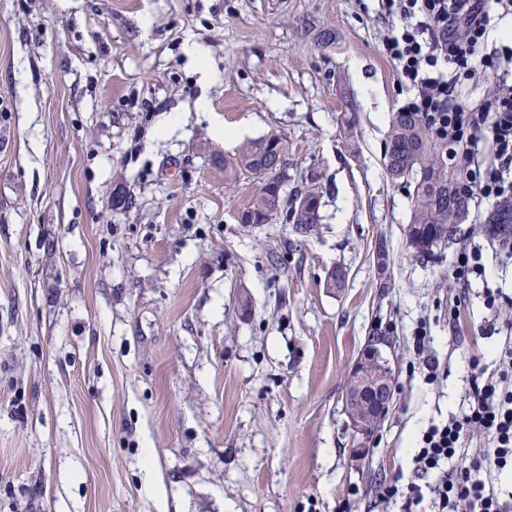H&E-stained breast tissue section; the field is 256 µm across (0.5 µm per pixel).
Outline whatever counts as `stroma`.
<instances>
[{
	"mask_svg": "<svg viewBox=\"0 0 512 512\" xmlns=\"http://www.w3.org/2000/svg\"><path fill=\"white\" fill-rule=\"evenodd\" d=\"M392 25L379 0H0V512H405L385 486L426 484L421 433L512 347V261L476 220L409 249ZM270 134L285 199L318 177L307 236L241 224L261 183L211 160ZM470 245L486 277L452 329ZM378 324L396 390L361 456L342 393Z\"/></svg>",
	"mask_w": 512,
	"mask_h": 512,
	"instance_id": "1",
	"label": "stroma"
}]
</instances>
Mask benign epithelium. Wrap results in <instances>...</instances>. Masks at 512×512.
Returning <instances> with one entry per match:
<instances>
[{
  "label": "benign epithelium",
  "mask_w": 512,
  "mask_h": 512,
  "mask_svg": "<svg viewBox=\"0 0 512 512\" xmlns=\"http://www.w3.org/2000/svg\"><path fill=\"white\" fill-rule=\"evenodd\" d=\"M375 337L372 347L362 351L350 371L344 394V406L355 432L369 437L383 423L392 399L395 372L385 347Z\"/></svg>",
  "instance_id": "1"
}]
</instances>
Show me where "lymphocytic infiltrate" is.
<instances>
[{
    "label": "lymphocytic infiltrate",
    "mask_w": 512,
    "mask_h": 512,
    "mask_svg": "<svg viewBox=\"0 0 512 512\" xmlns=\"http://www.w3.org/2000/svg\"><path fill=\"white\" fill-rule=\"evenodd\" d=\"M400 19L383 43L402 87L412 95L406 112L421 113L429 135L448 144L465 176L475 207L512 199V93L478 100L462 96L465 82L512 75V44L489 45V34L512 17V0H381ZM497 380L476 375L469 410L429 427L414 457L421 473L441 472L433 486L434 512H502L493 488L476 479L481 469L512 467V351ZM482 430L489 446L468 465L445 474L471 429Z\"/></svg>",
    "instance_id": "f902f5d3"
}]
</instances>
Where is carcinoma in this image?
Segmentation results:
<instances>
[{"instance_id": "cac0c4a2", "label": "carcinoma", "mask_w": 512, "mask_h": 512, "mask_svg": "<svg viewBox=\"0 0 512 512\" xmlns=\"http://www.w3.org/2000/svg\"><path fill=\"white\" fill-rule=\"evenodd\" d=\"M287 148L284 140L271 134L249 142L233 157H222L224 181L242 177L257 178L261 193L243 212L244 224H270L278 217L293 224L294 232L306 235L317 224L318 210L299 209L297 199L285 200L280 187L285 180ZM448 147L427 133L417 112L393 114L386 143V168L392 180L413 187L411 224L406 236L417 257H431L435 250L455 238L459 225L469 218V196L463 189L458 170L447 162ZM281 162L280 171L269 168ZM493 237L512 236V200L492 209L485 217Z\"/></svg>"}]
</instances>
